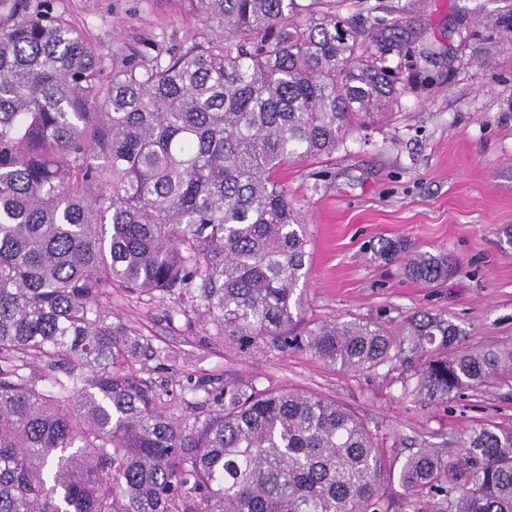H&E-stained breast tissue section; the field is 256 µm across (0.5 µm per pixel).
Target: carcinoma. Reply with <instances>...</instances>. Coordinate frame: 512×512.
Masks as SVG:
<instances>
[{"instance_id": "cac0c4a2", "label": "carcinoma", "mask_w": 512, "mask_h": 512, "mask_svg": "<svg viewBox=\"0 0 512 512\" xmlns=\"http://www.w3.org/2000/svg\"><path fill=\"white\" fill-rule=\"evenodd\" d=\"M220 32L122 54L51 0H0V512H391L377 437L317 393L206 385L204 422L132 363L157 355L112 322V289L171 302L246 351L302 349L350 371L417 361L429 404L512 379V347L463 344L419 312L391 331L301 322L307 228L274 174L387 117L404 93L392 24L348 0H159ZM512 42V0H491ZM305 14L304 24L295 17ZM428 285L459 272L415 252ZM42 365L40 381L21 373ZM455 459L402 465L410 506L512 512V430L473 428Z\"/></svg>"}]
</instances>
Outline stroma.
<instances>
[{
  "mask_svg": "<svg viewBox=\"0 0 512 512\" xmlns=\"http://www.w3.org/2000/svg\"><path fill=\"white\" fill-rule=\"evenodd\" d=\"M100 43L117 50L182 44L211 25L163 0H54ZM390 11L396 36L432 48L409 58L405 92L390 122L355 135L345 148L281 168L277 181L306 216L309 280L304 316L381 321L396 327L420 311L459 325L466 341L512 345V44L496 13H465L464 0H353L351 13ZM384 240L445 252L458 275L431 287L406 278L376 252ZM112 320L157 350L135 369L177 396V412L206 418L196 384L209 389L254 384L314 392L354 410L376 434L393 470L431 448L453 456L456 441L480 424L512 429V380L493 382L441 405L404 396L415 366L353 372L308 352L263 347L242 352L203 325L169 322L159 302L112 291Z\"/></svg>",
  "mask_w": 512,
  "mask_h": 512,
  "instance_id": "1",
  "label": "stroma"
}]
</instances>
